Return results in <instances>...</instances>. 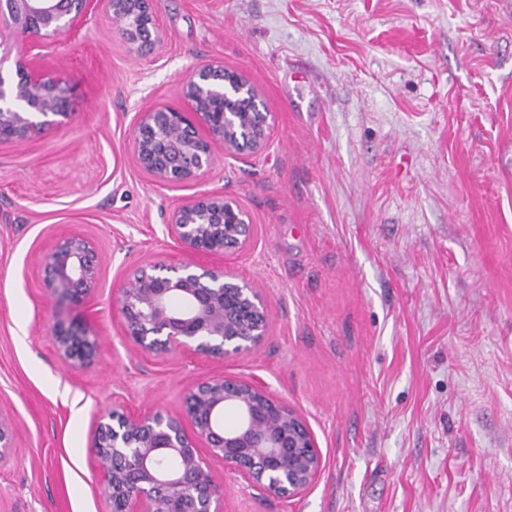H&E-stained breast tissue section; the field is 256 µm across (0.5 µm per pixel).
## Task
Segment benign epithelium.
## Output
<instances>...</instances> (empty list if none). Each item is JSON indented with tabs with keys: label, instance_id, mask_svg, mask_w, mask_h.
<instances>
[{
	"label": "benign epithelium",
	"instance_id": "benign-epithelium-1",
	"mask_svg": "<svg viewBox=\"0 0 512 512\" xmlns=\"http://www.w3.org/2000/svg\"><path fill=\"white\" fill-rule=\"evenodd\" d=\"M153 0H131L146 19L127 41L141 56L164 41ZM125 0H0V17L27 33L67 39L91 8L116 21ZM188 112L155 108L134 128L135 155L156 179L182 183L201 178L213 164L212 143L236 158L268 146L272 113L258 90L221 62L195 67L182 83ZM74 86L18 56L16 72H0V146L24 143L71 116ZM168 234L192 252L224 256L246 248L253 225L220 193L194 199L173 211ZM49 294L79 302L99 277L93 243L73 235L45 254ZM120 295L121 335L138 352L174 350L224 358L256 347L268 312L261 291L238 282L222 266L193 262L152 263L136 268ZM54 348L65 363L86 366L98 343L88 326L57 319ZM238 421L224 426V408ZM11 422L0 415V464L8 459ZM235 469L249 485L275 499L303 495L321 467L317 441L300 415L265 386L229 376L200 380L184 395V411L129 413L114 409L93 434L99 493L112 512H224V495L199 445Z\"/></svg>",
	"mask_w": 512,
	"mask_h": 512
}]
</instances>
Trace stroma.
<instances>
[{
    "mask_svg": "<svg viewBox=\"0 0 512 512\" xmlns=\"http://www.w3.org/2000/svg\"><path fill=\"white\" fill-rule=\"evenodd\" d=\"M164 41L139 55L119 23L33 41L77 88L74 113L0 147V414L13 423L0 512H111L92 434L112 409L183 408L201 379L257 381L297 411L322 465L299 498L265 496L222 461L224 512H512V0H154ZM212 61L244 74L274 117L267 148L214 145L200 179L167 184L135 157L139 113L186 110ZM221 193L251 244L224 266L259 288L268 328L211 359L134 351L118 290L153 263L214 265L167 234ZM81 235L100 277L79 303L42 258ZM100 350L57 355L58 317Z\"/></svg>",
    "mask_w": 512,
    "mask_h": 512,
    "instance_id": "1",
    "label": "stroma"
}]
</instances>
